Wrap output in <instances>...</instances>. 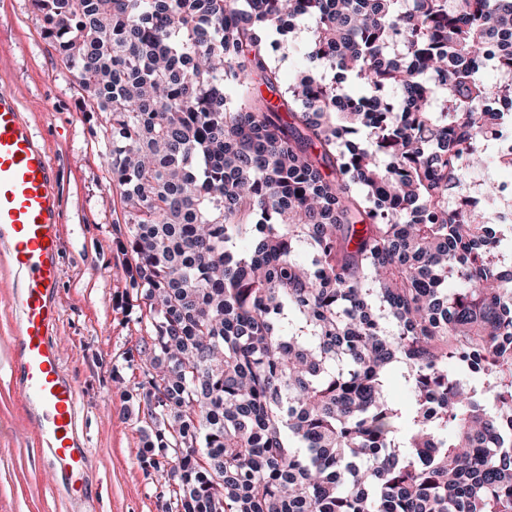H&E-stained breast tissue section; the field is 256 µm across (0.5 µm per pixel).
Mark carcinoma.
Here are the masks:
<instances>
[{
    "instance_id": "1",
    "label": "carcinoma",
    "mask_w": 512,
    "mask_h": 512,
    "mask_svg": "<svg viewBox=\"0 0 512 512\" xmlns=\"http://www.w3.org/2000/svg\"><path fill=\"white\" fill-rule=\"evenodd\" d=\"M33 4L110 127L168 512H512V208L465 189L512 0ZM309 26L310 24L305 20L299 22L295 42L287 51L285 58L279 62L280 70L285 83H288V78L295 70L304 66L306 63L303 50L304 43L307 39V29Z\"/></svg>"
}]
</instances>
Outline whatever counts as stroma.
Listing matches in <instances>:
<instances>
[{
  "label": "stroma",
  "instance_id": "1",
  "mask_svg": "<svg viewBox=\"0 0 512 512\" xmlns=\"http://www.w3.org/2000/svg\"><path fill=\"white\" fill-rule=\"evenodd\" d=\"M45 28L32 0H0V93L16 99L58 170L63 318L53 341L78 386L89 496L70 499L56 478L11 371L15 281L0 247V512H167L176 481L158 478L144 461L150 429L138 390L143 374L131 359L142 347L141 310L127 298L120 244L128 227L112 186L110 131L83 107L79 79Z\"/></svg>",
  "mask_w": 512,
  "mask_h": 512
}]
</instances>
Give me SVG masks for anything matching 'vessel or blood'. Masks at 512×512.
<instances>
[{
    "label": "vessel or blood",
    "mask_w": 512,
    "mask_h": 512,
    "mask_svg": "<svg viewBox=\"0 0 512 512\" xmlns=\"http://www.w3.org/2000/svg\"><path fill=\"white\" fill-rule=\"evenodd\" d=\"M0 246L19 285L12 338L20 390L41 424V438L72 496L84 493L87 450L75 430L78 388L62 371L51 341L61 320V201L54 164L16 100L0 95Z\"/></svg>",
    "instance_id": "obj_1"
}]
</instances>
